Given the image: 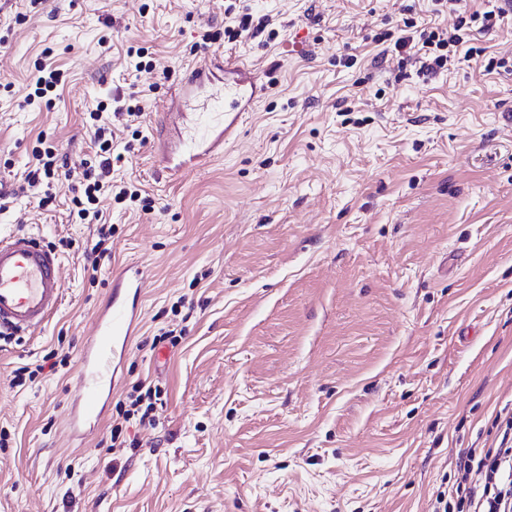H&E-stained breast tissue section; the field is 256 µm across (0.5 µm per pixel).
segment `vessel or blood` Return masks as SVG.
<instances>
[{
    "label": "vessel or blood",
    "instance_id": "1",
    "mask_svg": "<svg viewBox=\"0 0 512 512\" xmlns=\"http://www.w3.org/2000/svg\"><path fill=\"white\" fill-rule=\"evenodd\" d=\"M267 86L248 62L217 49L206 53L171 93L173 108L158 117L155 165L167 180L223 154ZM146 267H114L109 295L97 309L81 356L78 389L65 426L72 440L85 442L105 417L114 389L143 318ZM63 298L60 261L29 236L0 238V330L24 333L43 326Z\"/></svg>",
    "mask_w": 512,
    "mask_h": 512
}]
</instances>
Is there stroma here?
I'll return each instance as SVG.
<instances>
[{"mask_svg":"<svg viewBox=\"0 0 512 512\" xmlns=\"http://www.w3.org/2000/svg\"><path fill=\"white\" fill-rule=\"evenodd\" d=\"M234 0H0V233L56 243L64 282L42 328L0 340V512H431L463 449L499 442L512 410V26L471 27L478 55L419 78L377 37L391 23L452 26L435 0H247L278 32L219 40L267 93L223 157L158 177L153 123L194 62L200 27ZM111 35V49L101 44ZM302 53H292L293 45ZM144 46L150 70L127 66ZM50 55L67 78L51 109L27 78ZM151 95L141 144L112 122V175L151 211L110 208L112 264L150 270L144 319L115 399L158 386L155 427L110 448L111 421L79 448L65 428L80 352L107 275L83 276L93 225L19 193L38 142L72 178L92 155L98 102ZM182 329L157 358L164 324ZM71 345L63 368L11 372Z\"/></svg>","mask_w":512,"mask_h":512,"instance_id":"1","label":"stroma"}]
</instances>
